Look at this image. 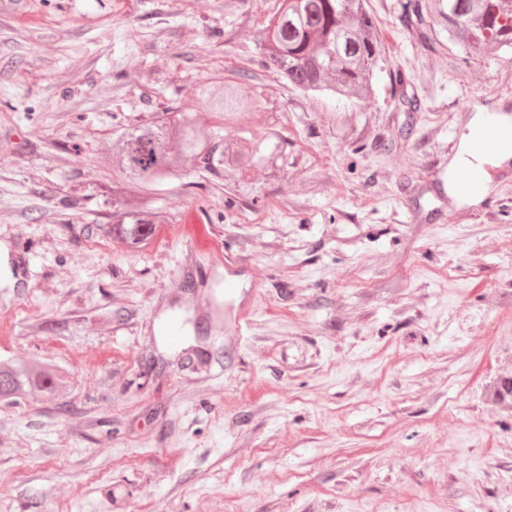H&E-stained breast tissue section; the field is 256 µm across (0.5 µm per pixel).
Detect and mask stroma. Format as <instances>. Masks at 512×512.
<instances>
[{
  "mask_svg": "<svg viewBox=\"0 0 512 512\" xmlns=\"http://www.w3.org/2000/svg\"><path fill=\"white\" fill-rule=\"evenodd\" d=\"M274 4L0 0V360L69 382L0 404V512H512V401L487 396L512 378V178L437 207L469 126L512 115V53L464 60L437 24L427 51L369 0L374 101L314 98L262 67ZM219 80L262 99L228 131L259 158L142 190L166 222L140 249L99 237L103 143ZM192 208L250 300L188 253Z\"/></svg>",
  "mask_w": 512,
  "mask_h": 512,
  "instance_id": "stroma-1",
  "label": "stroma"
}]
</instances>
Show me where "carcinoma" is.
<instances>
[{
  "mask_svg": "<svg viewBox=\"0 0 512 512\" xmlns=\"http://www.w3.org/2000/svg\"><path fill=\"white\" fill-rule=\"evenodd\" d=\"M401 18L430 42L428 19H440L448 41L464 59L512 52V0H399ZM264 51L263 67L303 93H319L352 104L375 96L373 80L386 52L367 0H281L277 11L253 35ZM212 111L238 122L262 108L241 85L201 90ZM249 139L226 140L199 121L192 101L175 117L134 123L107 142L112 167V223L97 226L105 239L138 248L163 223L162 213L143 206L127 188H145L195 170L213 171L230 158L244 167L254 153ZM67 382L56 369L19 359L0 362V402L14 404L32 393L55 397Z\"/></svg>",
  "mask_w": 512,
  "mask_h": 512,
  "instance_id": "cac0c4a2",
  "label": "carcinoma"
}]
</instances>
